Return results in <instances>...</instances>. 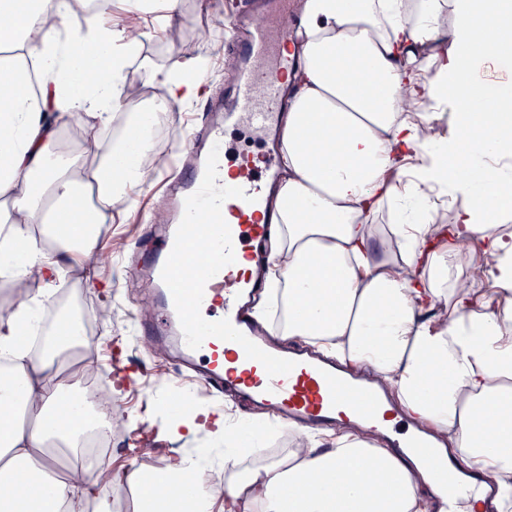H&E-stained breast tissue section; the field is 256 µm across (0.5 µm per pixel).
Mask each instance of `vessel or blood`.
<instances>
[{
    "label": "vessel or blood",
    "instance_id": "1",
    "mask_svg": "<svg viewBox=\"0 0 512 512\" xmlns=\"http://www.w3.org/2000/svg\"><path fill=\"white\" fill-rule=\"evenodd\" d=\"M292 34L290 0H250L244 37L232 47L236 80L223 97L203 106L221 119L190 130L187 150L172 163L178 181L164 185L152 201L153 207L169 208L173 220L157 229L138 271L162 321L137 331L175 349L206 387L234 391L284 424L318 430L352 419L382 426L386 447L415 460L456 499L480 484L474 475L460 474L454 456L394 422L373 388L306 352L268 346L248 318L247 300L263 282L257 276L241 279L235 270L242 257L262 260L268 227L257 217L277 170L272 154H242L237 161L245 177L226 180L225 131L239 127L277 144L287 108L283 78L296 65L287 51Z\"/></svg>",
    "mask_w": 512,
    "mask_h": 512
}]
</instances>
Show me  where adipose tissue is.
I'll return each instance as SVG.
<instances>
[{
  "mask_svg": "<svg viewBox=\"0 0 512 512\" xmlns=\"http://www.w3.org/2000/svg\"><path fill=\"white\" fill-rule=\"evenodd\" d=\"M113 0L77 12L70 0H0L14 25L0 32V68L16 69L0 86V279L33 276L46 284L84 261L94 283L97 225L117 203L134 206L128 186L141 181L151 144L150 113H139L122 145L100 130L126 107V58L139 38L108 26ZM299 66L288 84L282 122L283 175L265 203L272 216L266 279L277 288L280 336L303 337L351 368L393 386L401 406L466 466L498 488L483 512H512V81L490 90L489 65L512 63V0H303ZM210 58L186 75L145 65L166 100L188 104L204 92ZM443 107L448 132L429 135L428 116L397 110L400 92ZM78 112L92 117L78 154L57 151L58 132ZM447 185L451 224H431L430 191ZM412 211L379 228L390 202ZM479 271L456 285L462 245ZM45 300L0 318V356L18 363L0 373V512H112L95 479L66 483L45 441H76L83 406H61L71 388L61 352L81 327L54 329L55 351L31 353L21 328L38 321ZM170 432H210L226 445L231 473L220 495L169 470L163 498L138 471L121 481L139 490L138 512H448V494L421 491L408 466L372 439L311 436L287 458L240 471L241 438L223 419L197 412ZM378 461L363 475L366 456Z\"/></svg>",
  "mask_w": 512,
  "mask_h": 512,
  "instance_id": "adipose-tissue-1",
  "label": "adipose tissue"
}]
</instances>
